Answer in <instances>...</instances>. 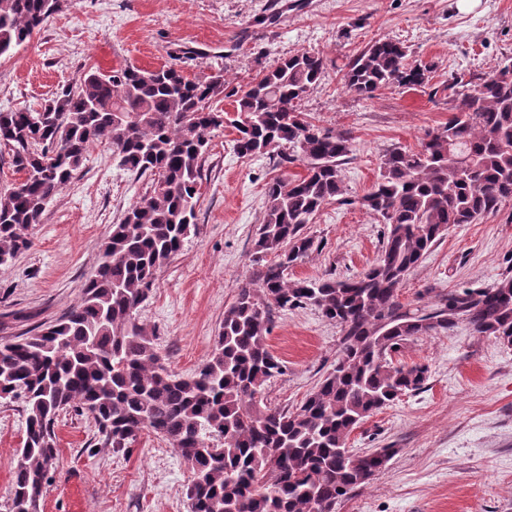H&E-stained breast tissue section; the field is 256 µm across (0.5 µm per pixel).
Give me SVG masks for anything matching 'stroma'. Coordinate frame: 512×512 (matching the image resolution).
Here are the masks:
<instances>
[{"label":"stroma","instance_id":"stroma-1","mask_svg":"<svg viewBox=\"0 0 512 512\" xmlns=\"http://www.w3.org/2000/svg\"><path fill=\"white\" fill-rule=\"evenodd\" d=\"M390 37L410 61H434L421 87L348 90L347 63L371 39ZM300 51L325 59L324 74L299 102L315 125L346 134L343 195L305 232L310 255L289 279L360 275L378 255L383 223L360 204L392 146L417 148L452 114L449 89L477 82L512 58V0H66L34 38L0 58V110L39 107L58 85L88 70L175 65L193 76L223 70L230 91ZM232 127L213 131L200 185L195 234L156 275L140 319L174 372L187 376L209 356L225 308L252 273L253 245L272 178L304 175L242 157ZM146 191L108 144H94L75 178L30 232V249L0 266V340L58 317L77 303L101 247ZM512 276V199L473 224L451 229L408 276L400 300L428 307L452 290L489 288ZM341 331L312 307L274 313L267 342L283 364L264 402L295 409L330 370ZM396 361L424 363V387L369 417L351 434L354 453L394 447L364 487L336 512H512V347L459 322L453 332L410 338ZM91 416L61 413L59 459L47 475L43 512H186L191 473L171 445L143 432L121 452L86 448ZM25 433L21 406L0 404V512Z\"/></svg>","mask_w":512,"mask_h":512}]
</instances>
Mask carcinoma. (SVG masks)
<instances>
[{
	"instance_id": "1",
	"label": "carcinoma",
	"mask_w": 512,
	"mask_h": 512,
	"mask_svg": "<svg viewBox=\"0 0 512 512\" xmlns=\"http://www.w3.org/2000/svg\"><path fill=\"white\" fill-rule=\"evenodd\" d=\"M62 6L0 0V57L29 42ZM324 69L322 55L297 52L237 95L231 114L219 108L224 71L190 79L174 66L133 65L90 70L38 109L0 111V146L22 174L0 191V265L31 246L29 231L92 145H110L121 167L147 180L145 194L112 225L81 299L41 330L0 345V402L20 403L26 415L9 512L42 502L58 456L55 423L68 409L93 418L92 448L123 451L146 430L167 440L191 471L185 496L196 512H313L317 502L336 512L397 452L381 448L353 461L352 432L429 377L426 364L393 362L405 341L465 321L512 346V277L450 291L430 310L399 299L450 228L512 199V60L462 85L448 123L419 148L381 156L380 177L360 199L384 224L370 268L355 278L290 280L288 268L313 248L304 228L343 193L341 161L351 152L345 134L321 130L297 111ZM433 69L410 62L401 42L379 38L349 61L344 82L369 97L385 86H422ZM226 124L237 131L238 155L275 153L281 165L302 162L306 174L267 184L252 276L224 309L208 359L179 376L139 311L158 270L196 230L209 140ZM306 306L341 328L339 357L295 409L263 406L265 384L283 368L267 342L271 313Z\"/></svg>"
}]
</instances>
